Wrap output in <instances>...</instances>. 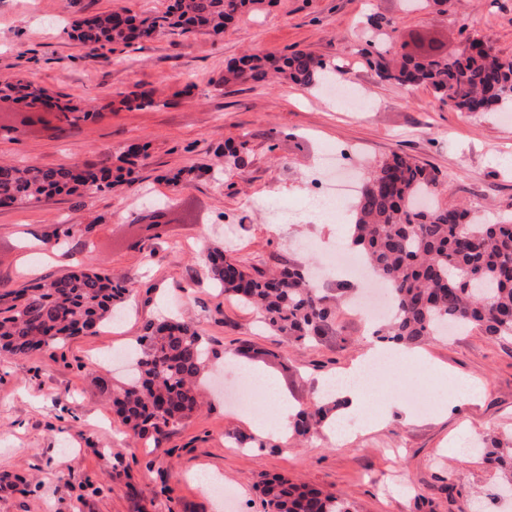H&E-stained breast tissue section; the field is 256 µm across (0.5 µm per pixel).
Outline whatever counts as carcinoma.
<instances>
[{"instance_id":"carcinoma-1","label":"carcinoma","mask_w":512,"mask_h":512,"mask_svg":"<svg viewBox=\"0 0 512 512\" xmlns=\"http://www.w3.org/2000/svg\"><path fill=\"white\" fill-rule=\"evenodd\" d=\"M260 0H171L164 12L140 15L108 11L75 20L70 36L89 53L109 62L105 49L177 34L205 33L215 40L242 12ZM370 40L395 42L388 21L370 23ZM378 77L400 85H424L459 112L512 111V58L503 57L481 39L465 53L415 57L401 54L387 60L377 53ZM336 68L304 50L276 54L255 51L228 62L224 84L261 83L279 76L306 88L325 86ZM122 103L138 110L159 101L148 90L118 92ZM10 98L30 109L22 122L37 120L31 110L54 109L57 122L75 126L100 113L85 109L39 87L22 76L0 82V99ZM142 148L129 146L115 155L105 148L91 166L42 169L0 163V206L39 201L54 195L83 198L104 192L121 181L131 185ZM224 173L245 167L243 147L224 145ZM440 173L408 156L392 157L362 175L351 223V245L389 291L393 308L376 331L380 339L419 345L448 329L473 328L490 340L512 336V218L475 224L452 205L419 208L435 195ZM211 277L243 306L260 312L263 323L293 342L325 335L335 311L331 297L313 284L302 263H290L270 275L250 270L215 248L207 253ZM133 291L130 280L112 276L88 255L67 274L17 291L0 285V356L24 359L92 335L101 324L122 313L121 304ZM210 361L202 336L173 317L150 320L139 338L127 380L109 392L117 416L132 436L159 439L166 428L190 418L199 407L196 383ZM336 398L298 412L292 422L305 437L321 427ZM502 474L512 499V447L495 441L476 448ZM265 512H353L344 498L294 484L273 475L260 483Z\"/></svg>"}]
</instances>
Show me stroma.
<instances>
[{
  "mask_svg": "<svg viewBox=\"0 0 512 512\" xmlns=\"http://www.w3.org/2000/svg\"><path fill=\"white\" fill-rule=\"evenodd\" d=\"M169 0H0V79L22 75L88 102L95 121L65 133L22 128L0 135V160L41 168L95 161L98 150L136 144L146 159L134 189L75 202L54 196L0 207V282L21 290L68 273L93 254L113 278H137L114 327L21 361L0 357V512H219L200 478L237 492L238 512H264L256 483L267 474L341 495L357 512H497L499 478L481 456L459 462L472 433L512 435V337L469 329L423 344L426 361L385 383L376 410L399 411L340 444L318 433L259 437L251 417L224 399V359L265 374L295 409L313 407L323 379L348 367L370 341L350 306L328 335L291 343L264 329L256 311L224 295L203 261L230 246L243 265L322 262L346 246L335 224L297 218L314 190L324 151L340 168L406 154L439 169L437 199L493 220L512 216V112L469 115L430 89L382 81L366 44L367 17H386L398 44L457 57L475 36L512 58V0H447L408 10L403 0H260L223 41L198 34L116 46L91 56L66 29L78 16L110 10H166ZM307 50L344 70L361 104L350 109L292 83L226 86L224 66L245 50ZM155 91L160 107L125 108L118 91ZM246 147L240 174L223 175L220 148ZM195 167L185 187L171 178ZM170 203L161 234L144 231L152 202ZM70 228L57 245L61 228ZM180 318L210 350L205 403L160 443L135 440L104 391L120 377L110 360L135 345L146 321ZM479 383V399L458 404L456 380Z\"/></svg>",
  "mask_w": 512,
  "mask_h": 512,
  "instance_id": "stroma-1",
  "label": "stroma"
}]
</instances>
